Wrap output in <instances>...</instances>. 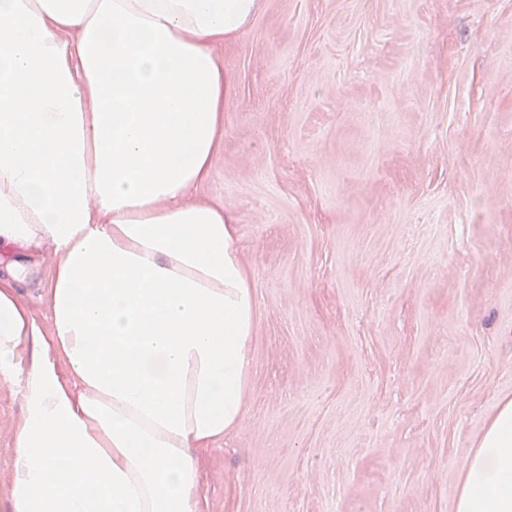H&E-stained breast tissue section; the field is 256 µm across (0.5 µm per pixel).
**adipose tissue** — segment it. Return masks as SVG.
<instances>
[{
	"label": "adipose tissue",
	"mask_w": 512,
	"mask_h": 512,
	"mask_svg": "<svg viewBox=\"0 0 512 512\" xmlns=\"http://www.w3.org/2000/svg\"><path fill=\"white\" fill-rule=\"evenodd\" d=\"M262 0H0V245L50 249L51 326L0 278L17 382L10 512H199L234 430L255 297L234 218L195 198L224 136L216 46ZM512 512V399L457 489Z\"/></svg>",
	"instance_id": "adipose-tissue-1"
}]
</instances>
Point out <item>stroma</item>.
Here are the masks:
<instances>
[{"instance_id":"obj_1","label":"stroma","mask_w":512,"mask_h":512,"mask_svg":"<svg viewBox=\"0 0 512 512\" xmlns=\"http://www.w3.org/2000/svg\"><path fill=\"white\" fill-rule=\"evenodd\" d=\"M216 54L196 195L234 215L256 314L203 512H456L512 399V0H263ZM14 261L49 327L51 251ZM21 415L0 380V512Z\"/></svg>"}]
</instances>
